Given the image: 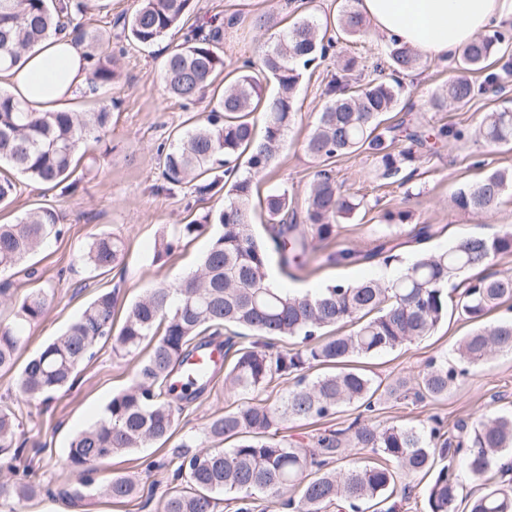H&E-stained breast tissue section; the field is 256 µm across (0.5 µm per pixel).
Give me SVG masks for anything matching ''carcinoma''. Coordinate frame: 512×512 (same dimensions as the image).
Returning <instances> with one entry per match:
<instances>
[{"label":"carcinoma","instance_id":"obj_1","mask_svg":"<svg viewBox=\"0 0 512 512\" xmlns=\"http://www.w3.org/2000/svg\"><path fill=\"white\" fill-rule=\"evenodd\" d=\"M192 0H139L129 16L114 26L126 40L149 46L180 29ZM89 0H0V68L17 63L21 54L52 35L67 32L86 44L92 61L88 75L93 90L109 86L118 77V58L104 50L109 38L87 30L82 18ZM366 19L354 6L343 8L336 32H319L309 19L296 21L261 58V71L275 80L277 93L263 97V84L253 63L235 68L229 85L212 95L210 110L190 128L158 147L161 177L169 189L190 186L198 194L224 191V207L199 221L182 224L171 236H161L155 258L193 237L208 224H218L215 236L197 269L174 285H160L136 300L117 334H112L115 292H102L56 338L44 344L22 366L17 378L20 397L46 399L73 379L78 367L101 340H113V349L149 353L137 370L135 383L112 397L105 417L79 432L70 442L64 465L79 476L78 483L61 491L72 502L86 497L93 485L89 472L118 454L166 442L173 434L175 411L197 400L215 378V368L194 373L180 388L173 378L191 368L201 349L225 346L229 359L225 388L248 399L213 418L202 430L210 441L232 439L231 448H213L185 457L175 470L180 484L169 488L162 512H218L228 498L237 512H256L261 503L276 504L290 487L299 496L288 499L291 512H396L398 478L431 475L426 512H455L461 482L459 468L487 486L471 499L469 512H512V414L480 415L444 429L437 417L430 424L354 420L343 428L328 429L313 438L314 446L278 437L275 429L288 422H317L330 418L345 405L378 412L386 398L422 401L440 399L459 383L464 371L444 358L431 362L413 379L382 386L349 363L394 351L432 335L453 310L476 323L457 346L459 359L480 364L490 353H512V321L485 325L492 309L512 301V272H492L466 283L458 299L448 296V281L477 266L486 267L501 254L512 253V233L493 238L470 236L442 251H420L393 279L368 277L357 283L339 282L314 293L272 288L267 283L271 253L286 270L300 265L315 250V242L336 234V227L352 218L361 202L343 195L329 165L336 157L367 153L377 161L384 179L406 183L417 153L435 145L457 142L467 134L454 126L427 128L419 123H388L405 93L400 77L416 70L420 55L409 45L391 40L386 60L368 78L354 58L347 59L325 84L326 97L304 150L322 163L309 187L303 215L292 208L288 190L266 196L264 208L270 242L258 239L251 216L254 179L266 171L283 147L295 120L294 97L302 72L329 55L336 44L360 35ZM223 25L191 27L163 63L169 94L194 104L224 72L219 54ZM501 33L479 36L457 59L460 75L431 97V107L442 111L453 104L468 105L476 96L471 71L485 73L484 84L501 90L512 67L491 69ZM264 107L263 132L257 134L251 114ZM107 107L97 112L41 111L0 90V205L17 193L14 175L64 191L86 156L88 141L97 139L111 122ZM409 146L398 147L399 134ZM474 136L487 147L512 144V112H490ZM246 174H239L240 158ZM512 188V169L496 170L463 187L453 197L465 212L487 213L497 208ZM59 224L58 212L39 206L15 224H0V271L18 269L40 249ZM124 244L110 235H98L78 260L95 270L110 271L122 263ZM0 304L11 308V321L0 322V370L13 368L25 348V328L42 321L48 293L35 288L20 299L0 283ZM349 325L347 333L340 328ZM251 333L255 341L235 347L232 338L219 341L224 330ZM293 338L296 346L272 351V341ZM323 372L310 377L314 368ZM294 380L274 406L259 395L272 385ZM20 422L8 405L0 406V456L17 458ZM353 448L370 450L376 461L341 472L333 464ZM448 460L439 465L438 461ZM96 490L112 500L138 493L137 482L112 475ZM43 492L33 474L0 483V496L30 502Z\"/></svg>","mask_w":512,"mask_h":512}]
</instances>
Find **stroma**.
<instances>
[{"instance_id":"stroma-1","label":"stroma","mask_w":512,"mask_h":512,"mask_svg":"<svg viewBox=\"0 0 512 512\" xmlns=\"http://www.w3.org/2000/svg\"><path fill=\"white\" fill-rule=\"evenodd\" d=\"M341 6L342 0H193L191 21L203 26L214 17L224 21V61L233 69L246 60L259 61L279 34L303 15L335 25ZM181 41V36H169L152 46L140 47L112 38L110 48L120 56L118 77L100 94L101 100L112 101L113 106L111 123L101 141L88 145L89 155L98 159L96 167L84 173L76 190L70 192L20 179L12 203L0 208V224L15 223L42 205L54 207L61 217V235L50 237L28 259L39 275L36 284L50 290L46 317L26 331L28 351L60 335L103 290H118L114 323L122 325L132 302L158 284H175L193 272L212 244L216 229L211 226L193 240L180 243L162 260L154 258L155 243L161 235L172 234L177 225L201 218L224 204L220 193L200 195L189 187L172 192L162 188L158 144L186 128L189 118L201 115L206 107L202 101L184 103L165 88L163 61ZM388 45V38L369 27L354 42L342 44L339 54L304 72L295 97V122L286 134L283 149L260 178L259 195L284 189L292 197L294 208L304 210L320 164L305 153L303 144L325 103L327 74L349 57L356 58L365 72H372ZM455 73L454 60L423 58L421 68L403 78L406 92L391 114L392 122L412 119L429 127L447 123L470 132L485 113L512 111V81L503 92L478 95L465 108L435 111L430 105L431 96ZM415 165L417 172L412 180L400 184L381 179L374 157L368 154L338 158L332 166L336 182L345 194L362 201L361 210L352 220L338 225L335 238L319 243L314 257L303 267L284 270L278 261H271L270 278L295 290L362 280L382 269V259L374 251L387 236L398 245L399 264H406L418 250L410 235L416 224L432 225L435 234L426 244L432 251L473 235L491 238L512 232V188L505 192L499 207L489 213L464 212L452 203L458 188L512 166V148L491 149L470 139L451 141L421 154ZM398 211L408 212L407 222L388 225L387 214ZM100 234L122 238L126 245L121 265L106 273L78 261L80 252ZM346 250L362 252L363 260L341 261L339 254ZM473 328V322L464 317L449 315L433 335L365 359L362 366L386 385L415 377L431 361L453 357L460 338ZM139 364L136 357H116L111 342H99L93 358L79 367L72 387L49 400L31 402L17 401L16 372L0 371V404L18 411V439L24 444L15 466L35 471L45 489L22 508L14 500L0 498V512H52L56 490L78 479L77 473L61 463L72 438L96 423L112 397L134 383ZM233 402L223 375H216L207 393L176 411L175 433L168 442L148 445L103 464L101 477L126 475L138 482L140 492L135 498L116 503L93 495L74 512H159L165 491L174 484L182 443L200 435L203 427L232 408ZM510 411L512 353L495 352L485 363L468 367L462 382L448 397L417 403L392 400L378 418L414 424L437 416L450 425L459 420L472 421L484 413Z\"/></svg>"}]
</instances>
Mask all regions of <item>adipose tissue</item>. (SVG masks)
Listing matches in <instances>:
<instances>
[{"mask_svg":"<svg viewBox=\"0 0 512 512\" xmlns=\"http://www.w3.org/2000/svg\"><path fill=\"white\" fill-rule=\"evenodd\" d=\"M361 9L386 37L438 59L462 50L498 16L512 14V0H361ZM88 68L83 46L56 36L0 71V85L35 109L57 108L88 94Z\"/></svg>","mask_w":512,"mask_h":512,"instance_id":"obj_1","label":"adipose tissue"}]
</instances>
